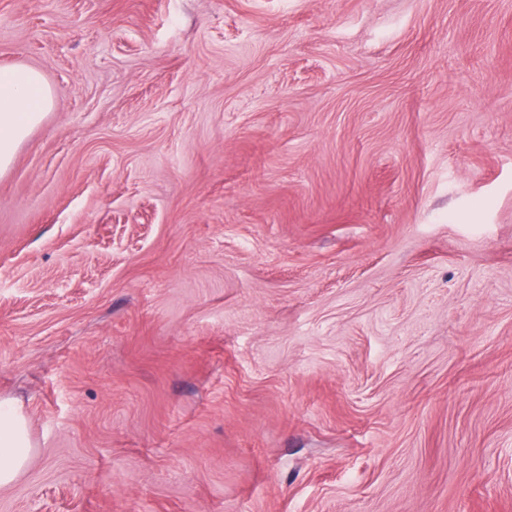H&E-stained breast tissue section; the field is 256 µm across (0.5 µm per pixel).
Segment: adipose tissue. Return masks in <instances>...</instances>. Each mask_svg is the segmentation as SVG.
<instances>
[{"label": "adipose tissue", "instance_id": "adipose-tissue-1", "mask_svg": "<svg viewBox=\"0 0 512 512\" xmlns=\"http://www.w3.org/2000/svg\"><path fill=\"white\" fill-rule=\"evenodd\" d=\"M54 105L51 87L40 71L15 65L0 67V175L14 161L20 145ZM33 445L19 404L0 400V487L11 485L28 464Z\"/></svg>", "mask_w": 512, "mask_h": 512}]
</instances>
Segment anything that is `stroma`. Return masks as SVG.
Wrapping results in <instances>:
<instances>
[{
  "label": "stroma",
  "mask_w": 512,
  "mask_h": 512,
  "mask_svg": "<svg viewBox=\"0 0 512 512\" xmlns=\"http://www.w3.org/2000/svg\"><path fill=\"white\" fill-rule=\"evenodd\" d=\"M0 512H512V0H0ZM53 105L52 89L40 71L24 65L0 67V175ZM33 445L22 407L0 400V487L11 485L28 464Z\"/></svg>",
  "instance_id": "stroma-1"
}]
</instances>
